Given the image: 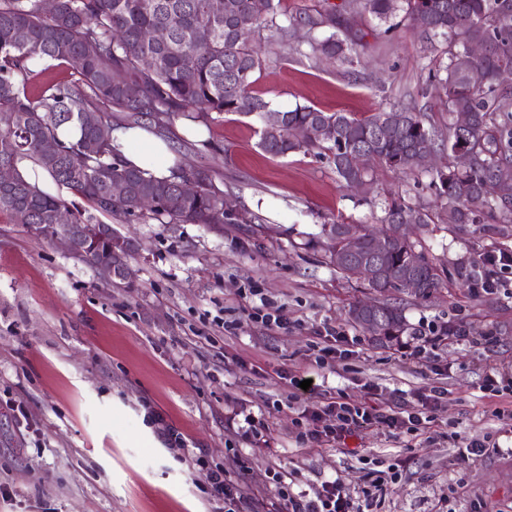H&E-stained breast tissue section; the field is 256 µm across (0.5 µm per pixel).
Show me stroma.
<instances>
[{
    "label": "stroma",
    "mask_w": 512,
    "mask_h": 512,
    "mask_svg": "<svg viewBox=\"0 0 512 512\" xmlns=\"http://www.w3.org/2000/svg\"><path fill=\"white\" fill-rule=\"evenodd\" d=\"M348 20L365 34L359 79L273 44L255 92L279 109L358 118L413 105L447 129L444 93L428 80L436 50L409 28L385 34L369 14ZM259 130L256 117L229 113L179 133L180 158L219 173L252 221L219 231L113 221L139 244L126 288L0 213V512H223L193 463L200 450L245 487L239 512H279L277 471L295 495L332 479L362 503L381 485L370 512H512V427L496 416L512 394L483 388L489 370L512 376V268L483 300L456 289L406 299L413 334L380 346L346 317L372 291L314 243L334 221L377 224L393 196L427 207L431 220L412 237L449 270L512 250V225L449 223L427 182L388 169L351 189L326 159L264 153ZM204 140L211 149H199ZM261 310L278 312L281 327H266ZM451 323L468 339L448 337L427 361L412 356L418 337ZM325 325L353 344L320 368ZM305 372L318 386L295 396L287 377ZM368 383L384 412L434 386L447 394L416 433L372 426L330 446L298 441L304 407L364 401ZM472 437L486 451L458 457Z\"/></svg>",
    "instance_id": "obj_1"
}]
</instances>
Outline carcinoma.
Instances as JSON below:
<instances>
[{"label": "carcinoma", "instance_id": "1", "mask_svg": "<svg viewBox=\"0 0 512 512\" xmlns=\"http://www.w3.org/2000/svg\"><path fill=\"white\" fill-rule=\"evenodd\" d=\"M283 0H56L47 14L42 0H0V162L12 166L14 180L0 188V213H9L18 224H102L104 218L161 224H248L247 212L224 209L223 178L202 165L174 161L170 175L157 178L128 165L112 145V130L145 123L163 137L173 135L175 117L208 123L212 114L255 115L261 122L258 146L272 157L313 152L326 155L338 179L348 187L366 185L368 167H358L352 157L366 155L377 163L406 174L423 172L416 161L422 150L436 142L447 143L448 167L429 173L436 196L445 201L448 223L512 224V196L492 195L498 178L512 179V86L500 75L512 70V0H342L320 9L288 15ZM369 13L391 33L403 25L445 42L438 68L429 78L438 79L445 94L448 135L425 125V113L405 107L358 119L348 112H326L299 105L279 110L254 93L256 73L264 59L256 35L269 32L276 42L292 47L306 58L331 57L355 74L361 64L357 50L361 38L338 33L341 13ZM168 31V42L154 40L156 30ZM307 31L308 50L295 44L296 29ZM331 33L320 38L324 29ZM207 38L209 51L196 52V43ZM482 43L478 57L467 55V46ZM154 65L142 64L144 57ZM81 59L76 67L73 60ZM57 61L71 69L70 78L44 83L33 93L37 73L32 65ZM134 86L138 96L127 88ZM99 112L96 126L85 114ZM464 113L466 125L453 118ZM75 122L81 135L76 141L59 139L60 126ZM306 136L298 139L294 130ZM57 148L44 153V141ZM459 151L469 163L458 166ZM43 168L53 182L72 195L68 201L52 195L23 175L20 163ZM193 180L198 192L184 196L179 184ZM126 184L127 196L115 197L110 183ZM150 197L155 205L139 206ZM428 212L401 198L386 202L382 224H426ZM351 224H324L330 264L351 277L360 263L377 269L375 290L398 292L416 300H429L444 284L445 271L417 249L415 242L399 241L388 230L359 225L363 245L359 253L345 251ZM111 239H100L91 256L74 258L93 268L107 263ZM491 262L474 258L456 265L458 278L475 283L488 281ZM406 279L418 284L401 288ZM351 322L377 344L396 341L409 330L404 306L383 301L375 311L355 315Z\"/></svg>", "mask_w": 512, "mask_h": 512}]
</instances>
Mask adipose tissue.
<instances>
[{
	"mask_svg": "<svg viewBox=\"0 0 512 512\" xmlns=\"http://www.w3.org/2000/svg\"><path fill=\"white\" fill-rule=\"evenodd\" d=\"M112 138L130 165L147 170L158 178L168 176L173 164L169 146L150 130L120 128L113 131Z\"/></svg>",
	"mask_w": 512,
	"mask_h": 512,
	"instance_id": "adipose-tissue-1",
	"label": "adipose tissue"
}]
</instances>
